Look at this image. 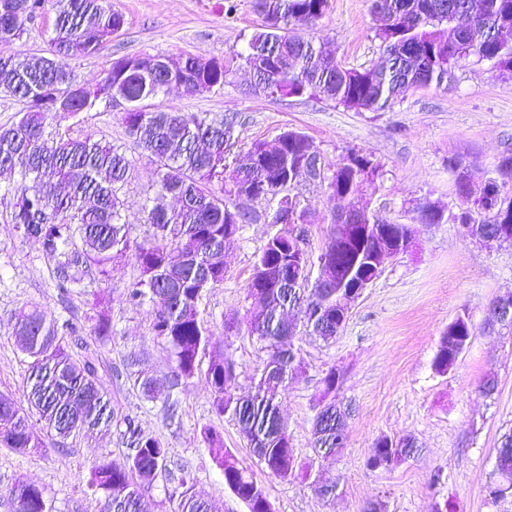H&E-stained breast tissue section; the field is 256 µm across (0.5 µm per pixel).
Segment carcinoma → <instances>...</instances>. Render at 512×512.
<instances>
[{"label":"carcinoma","instance_id":"obj_1","mask_svg":"<svg viewBox=\"0 0 512 512\" xmlns=\"http://www.w3.org/2000/svg\"><path fill=\"white\" fill-rule=\"evenodd\" d=\"M48 1L55 11L48 56L34 62L18 54L0 56V92L26 103L15 123L0 127V173L18 175L11 215L14 230L53 261L52 280L63 297L88 278L107 276L112 261L134 252L141 277L129 298L136 305L159 302L151 311V330L167 343L174 363L168 424H179L174 391L196 378L201 359L208 355L203 384L210 392L212 411L236 422L250 452L271 474L288 481L302 469L311 477L313 466L300 467L290 446L278 397L297 361L292 328L326 340L336 336L326 333L324 324L336 326V306L344 291L323 288L308 274L298 280L288 272L296 258L292 236L300 232L297 225L308 223V209H297V216L288 219V231L270 235L247 284V297L260 303V308L247 312V329L265 343L268 358L258 370L254 393L246 399L231 392L233 365L218 353L213 331L200 317L199 301L224 281V245L248 221L245 216L237 218L226 198H265L280 183L317 180L319 172L309 163L312 143L302 132L288 130L270 141H255L247 166L233 168L228 158L236 116L226 115L218 122L151 103L171 84L187 95L224 85L230 66L215 58L203 66L200 57L188 55L168 69L157 55L125 56L112 62L95 87L79 82L70 61L96 53L124 23L108 0H0V42L20 40L22 20L37 18ZM441 2L374 0L384 59L375 68L358 70L325 66L324 48L297 33L316 25L328 0H259L264 24L250 34L238 57L255 77L256 94L322 96L361 112L384 111L411 92L440 87L457 66L472 59L492 61L512 76V44L501 38L503 31H512V0H457L463 8L460 13L441 8ZM116 101L126 105L128 134L155 166L156 194L145 216L151 234L141 242L131 237L130 225L122 221L119 192L131 166L126 154L90 135L48 131L55 117L74 118ZM449 167L460 199L457 209L421 203L416 207L420 223L466 224L470 236L477 237L512 220V196L501 191L502 185L512 182V152L500 157L497 180H479L462 157L451 159ZM325 169L330 171L326 180L332 194L349 208L362 183H375L381 172L370 157L355 153ZM168 196L179 207L169 210L159 203ZM377 243L372 233L331 237L344 264L341 276L360 274ZM287 309L297 312V321L284 319ZM90 321L94 335H112V322L104 313L97 312ZM13 331L30 358L28 408L0 399V445L20 453L41 447L29 424L30 410L39 415L42 429L62 441L122 427L129 449L125 462L93 463L90 486L104 497L103 512H147L146 492L160 481L172 480L168 449L143 433L134 417L114 412L111 398L98 386L93 361L72 357L66 337L76 333L73 323H61L39 307L27 306L15 313ZM473 334L468 317L450 323L440 339L434 369L447 372ZM133 376L143 397L152 399L155 379L136 371ZM342 418L332 401L322 404L316 415L315 445L324 460L344 448ZM203 438L225 483L249 512H265L264 486L224 449L219 433L206 428ZM417 450L410 436H384L374 443L368 466L389 469ZM493 475L489 493L499 498L501 484H512V433L501 440ZM169 494L176 498L178 512H209V503L194 491L187 476ZM9 495L16 512H54L35 484L19 483Z\"/></svg>","mask_w":512,"mask_h":512}]
</instances>
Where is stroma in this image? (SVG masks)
Listing matches in <instances>:
<instances>
[{"label":"stroma","mask_w":512,"mask_h":512,"mask_svg":"<svg viewBox=\"0 0 512 512\" xmlns=\"http://www.w3.org/2000/svg\"><path fill=\"white\" fill-rule=\"evenodd\" d=\"M225 15L224 0H111L125 18L123 28L94 55L74 60L78 81L96 84L110 64L127 55H163L174 59L193 54L232 61L245 47V35L261 27L256 0H233ZM54 13L25 22L23 37L0 43V55H45ZM373 0H329L323 18L306 37L324 43L330 63L371 68L382 59L376 35ZM251 75L241 64L224 86L195 96L169 89L165 105L183 113L213 119L237 114L235 150L238 162L257 139L270 140L288 129L312 140L325 162L335 164L359 153L378 163L382 176L364 186L361 206L391 224L414 229L412 247L388 259L378 279L355 300L336 338L322 341L300 336L295 346L300 366L280 397V412L299 464H312L325 479L337 482L336 495H316L310 480L284 482L251 455L238 427L211 409L201 380L179 390L180 426L168 425L164 406L174 364L164 341L153 335L151 304L135 306L126 295L140 271L133 255L119 258L106 281L75 289L61 300L51 278L52 264L38 246L23 242L11 224L16 198L8 177L0 175V398L26 402L28 358L13 334L12 315L35 305L57 320L73 319L78 333L68 339L74 358H92L101 389L116 411L136 417L141 428L169 450L171 461L184 466L212 512H247L212 463L200 431L213 427L224 446L267 492L274 512H365L372 503L383 512H433L438 501L453 499L456 512H512V496L491 498L487 486L502 435L512 431V331L489 328L490 304L512 291V245L487 248L454 224H422L416 205H457L455 181L448 161L465 156L482 179L496 178L500 156L512 151V78L492 62L467 63L455 69L441 87L409 94L383 112H356L319 96L277 97L250 94ZM123 106L98 109L61 120V127L108 142L131 161L120 198L122 215L134 237L149 234L144 208L154 196V165L129 138ZM310 212L304 248L317 260L333 230L336 198L321 181L294 190ZM251 216L224 250L223 283L207 290L199 304L225 358L234 365V393L247 395L255 369L266 357L242 317L252 302L245 287L257 255L271 230L273 199L232 201ZM108 298L112 336L100 340L86 322L96 297ZM469 317L474 336L455 366L435 371L440 338L457 317ZM156 377L154 399H144L123 369L130 358ZM338 368L343 380L337 403L349 408L345 446L332 460L315 459L313 422L323 394V378ZM494 379L486 395L481 386ZM412 436L420 451L391 469L368 467L377 438ZM127 452L117 432L93 439L59 441L44 437L40 448L20 454L0 446V512H15L9 489L20 481L39 486L55 512H100L102 500L87 487L91 465L106 459L123 463ZM440 484H433V475Z\"/></svg>","instance_id":"35a3bbf8"}]
</instances>
